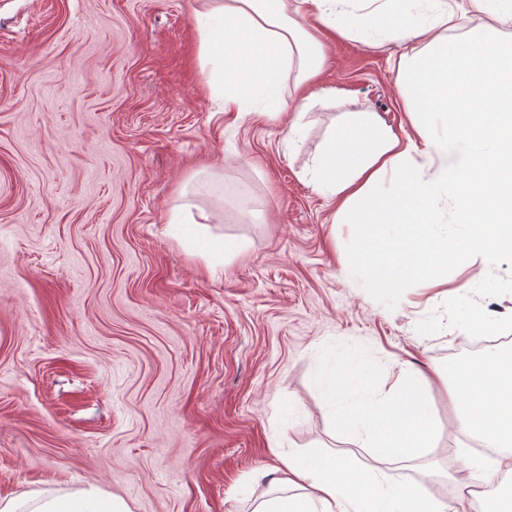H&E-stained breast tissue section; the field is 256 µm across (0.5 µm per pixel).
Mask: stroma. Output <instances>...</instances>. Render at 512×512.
<instances>
[{
    "mask_svg": "<svg viewBox=\"0 0 512 512\" xmlns=\"http://www.w3.org/2000/svg\"><path fill=\"white\" fill-rule=\"evenodd\" d=\"M206 6L0 0V499L93 486L131 512H251L284 456L370 463L312 381L342 341L430 379L436 447L378 468L453 502L473 438L436 372L497 336L512 353V252L368 288L345 264L354 225L309 172L343 113L411 132L388 49L328 42L304 114L226 112ZM184 203L204 221L179 240Z\"/></svg>",
    "mask_w": 512,
    "mask_h": 512,
    "instance_id": "35a3bbf8",
    "label": "stroma"
}]
</instances>
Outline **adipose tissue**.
Returning a JSON list of instances; mask_svg holds the SVG:
<instances>
[{"instance_id": "ef3b65f1", "label": "adipose tissue", "mask_w": 512, "mask_h": 512, "mask_svg": "<svg viewBox=\"0 0 512 512\" xmlns=\"http://www.w3.org/2000/svg\"><path fill=\"white\" fill-rule=\"evenodd\" d=\"M489 25L480 34L474 15ZM228 112L271 116L307 107L325 40L394 43L397 86L414 114L401 136L364 112L334 126L312 171L315 188L357 225L350 263L366 283L441 279L512 250V0H213L195 15ZM438 156L433 170L414 155ZM461 427L488 455L486 478L512 476V366L488 356L445 382ZM253 512H447L424 493L373 480L335 452L285 460ZM0 512H130L94 488L0 500Z\"/></svg>"}]
</instances>
